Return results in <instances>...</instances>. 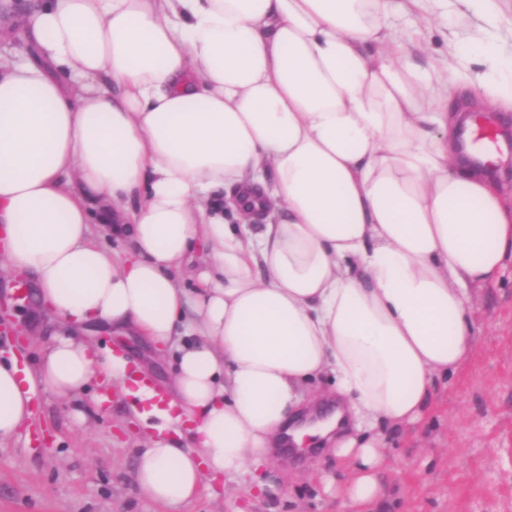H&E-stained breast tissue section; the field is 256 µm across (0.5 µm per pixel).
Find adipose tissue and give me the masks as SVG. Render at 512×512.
Instances as JSON below:
<instances>
[{"label":"adipose tissue","instance_id":"adipose-tissue-1","mask_svg":"<svg viewBox=\"0 0 512 512\" xmlns=\"http://www.w3.org/2000/svg\"><path fill=\"white\" fill-rule=\"evenodd\" d=\"M420 66L390 20L447 10ZM500 0H34L29 54L0 62V273L31 272L64 328L105 325L175 353L176 401L124 356L59 337L36 370L0 360V442L94 378L175 428L135 460L142 497L181 512L205 479L301 442L328 378L357 433L346 507L381 495L383 427L419 422L475 346L473 291L512 260V203L462 155L468 113L444 81L476 73L512 109ZM112 205L116 254L89 239L86 193ZM195 278L182 288L180 276ZM465 25L466 22L458 19L454 13H448V21L445 20L440 26L425 27L419 23L420 37L426 46V52L419 58V62L426 63L439 58L446 52L448 29L458 31L460 35H465L476 31L478 23L474 20L468 27L461 28Z\"/></svg>","mask_w":512,"mask_h":512}]
</instances>
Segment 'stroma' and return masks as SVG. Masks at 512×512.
I'll use <instances>...</instances> for the list:
<instances>
[{"label":"stroma","instance_id":"35a3bbf8","mask_svg":"<svg viewBox=\"0 0 512 512\" xmlns=\"http://www.w3.org/2000/svg\"><path fill=\"white\" fill-rule=\"evenodd\" d=\"M27 296L0 276V356L35 368L61 327L41 309L32 274ZM476 346L469 364L439 381L425 418L389 428L386 491L373 512H512V266L497 284L476 289L472 308ZM74 337L103 347L122 342L129 367L162 397L176 394L170 358L159 357L142 338L115 339L90 326ZM107 410L93 394L63 398L36 391L33 421L0 443V512H167L143 499L135 482L137 441L161 425L118 387L100 386ZM349 475L339 457L301 449L279 453L256 478L216 482L184 512H337L325 478ZM270 481V491L257 488Z\"/></svg>","mask_w":512,"mask_h":512}]
</instances>
